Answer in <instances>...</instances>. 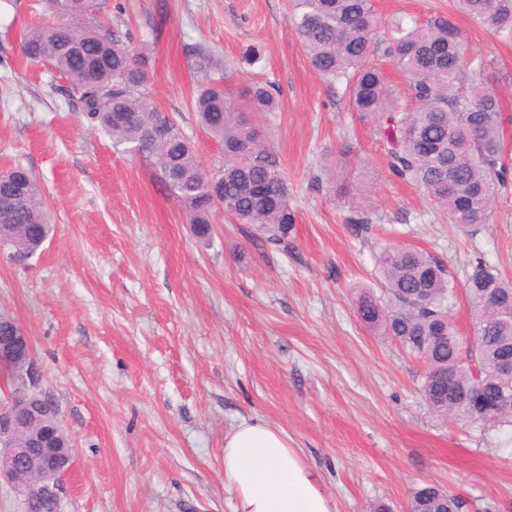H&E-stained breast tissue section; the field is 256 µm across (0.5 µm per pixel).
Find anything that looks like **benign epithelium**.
<instances>
[{"label":"benign epithelium","mask_w":512,"mask_h":512,"mask_svg":"<svg viewBox=\"0 0 512 512\" xmlns=\"http://www.w3.org/2000/svg\"><path fill=\"white\" fill-rule=\"evenodd\" d=\"M31 344L30 336L17 322L3 324L0 316V368L14 373L18 384L0 405V485L11 486L22 497L29 512H38L45 498L64 495L62 477L72 466L73 449L50 447L51 433L43 428L33 432L27 447L14 448L16 434L42 420L43 404L29 396L30 382L39 379L36 363H26L20 357L21 344Z\"/></svg>","instance_id":"benign-epithelium-1"}]
</instances>
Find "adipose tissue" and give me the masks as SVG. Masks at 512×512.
Returning <instances> with one entry per match:
<instances>
[{"label": "adipose tissue", "mask_w": 512, "mask_h": 512, "mask_svg": "<svg viewBox=\"0 0 512 512\" xmlns=\"http://www.w3.org/2000/svg\"><path fill=\"white\" fill-rule=\"evenodd\" d=\"M224 479L236 494L235 512H333L287 435L259 421L225 435Z\"/></svg>", "instance_id": "adipose-tissue-1"}]
</instances>
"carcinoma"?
<instances>
[{"instance_id":"cac0c4a2","label":"carcinoma","mask_w":512,"mask_h":512,"mask_svg":"<svg viewBox=\"0 0 512 512\" xmlns=\"http://www.w3.org/2000/svg\"><path fill=\"white\" fill-rule=\"evenodd\" d=\"M474 21L495 33L512 34V0H458ZM59 21L26 29L21 50L46 63L65 82L69 103L85 113L127 152L147 159L163 190L185 210L196 236L211 240L215 214L238 224H254L265 241L288 249L295 223L288 181L261 129L246 111L274 112L277 90L256 81L244 98L228 89L234 72L219 67L206 50L195 54L197 69L212 74L198 86L192 111L222 148L207 171L185 132L168 113L142 93L148 77L149 47L132 45L104 29L105 0H49ZM289 24L307 51L316 73L342 84L350 106L375 125L386 145L390 173L421 188L448 223L464 230L488 223L495 195L512 184L504 155L508 106L495 89V63L471 54L453 18L435 15L410 24L400 19L387 30V55L405 76V94L416 109L407 112L378 68L382 39L373 0H292ZM240 63H265L261 47L247 46ZM136 109L131 120L121 114ZM360 159L355 148H341V181L328 180L329 192L348 205L346 222L365 225L372 214L347 180ZM54 216L37 177L24 168L0 174V250L34 255L52 231ZM382 294L358 293L361 321L425 363L419 391L428 410L448 425L491 423L512 416V374L503 356L512 357V280L485 260L470 262L464 294L473 335L454 326L449 311L457 283L432 253L393 244L377 258ZM483 386L491 406L467 393ZM45 423L54 427L58 448L72 445L59 411ZM412 512H470L467 500L439 487L416 489Z\"/></svg>"}]
</instances>
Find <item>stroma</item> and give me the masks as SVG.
<instances>
[{
    "label": "stroma",
    "mask_w": 512,
    "mask_h": 512,
    "mask_svg": "<svg viewBox=\"0 0 512 512\" xmlns=\"http://www.w3.org/2000/svg\"><path fill=\"white\" fill-rule=\"evenodd\" d=\"M290 0H110L112 28L151 48L147 95L169 112L204 165L222 150L197 123L201 73L192 45L236 66L249 44L264 68L237 72L235 92L275 83L278 111L255 114L292 191L287 250L255 225L217 215L203 244L145 159L114 145L23 61L20 35L46 0H0V170L35 173L55 214L22 263L0 261V313L31 337L41 391L73 438L66 512H234L224 436L257 419L283 431L317 474L334 512L388 502L405 512L424 484L473 512H512V419L444 425L418 392L424 364L358 318L359 288L380 292L376 258L390 244L438 254L454 275L484 258L512 278V188L473 232L442 221L425 192L394 178L374 125L343 86L313 70L288 22ZM381 26L453 15L473 55L494 60L512 102V37L455 0H374ZM354 144L369 228L318 190Z\"/></svg>",
    "instance_id": "35a3bbf8"
}]
</instances>
